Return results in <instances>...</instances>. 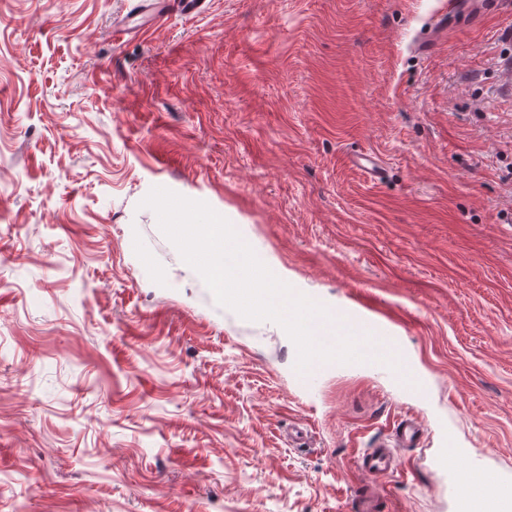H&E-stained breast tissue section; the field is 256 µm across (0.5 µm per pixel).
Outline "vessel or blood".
I'll return each instance as SVG.
<instances>
[{
    "instance_id": "1",
    "label": "vessel or blood",
    "mask_w": 512,
    "mask_h": 512,
    "mask_svg": "<svg viewBox=\"0 0 512 512\" xmlns=\"http://www.w3.org/2000/svg\"><path fill=\"white\" fill-rule=\"evenodd\" d=\"M348 329L356 334L368 333L369 325L359 322L351 314L333 311L331 321H319L315 324L318 336L325 342H332L337 330ZM366 352L371 355L370 369L383 370V357L396 358L401 368L390 371L389 376L403 392L416 396L423 395L427 382L415 369L409 366L405 347L397 336H376L372 345L367 346ZM424 428L416 421L402 419L393 425V437L397 445L402 447L418 446ZM393 454L387 448H371L364 450L357 458L356 468L372 485H380L382 479L394 473ZM436 465L450 479L454 492L455 512H512V476H495L486 497L478 498L470 493L465 482V470L478 471L482 468L479 459L473 458L468 449L458 447L453 438H446L443 448H440ZM392 502L381 493L366 492L360 494L357 502V512H391Z\"/></svg>"
}]
</instances>
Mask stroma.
I'll return each instance as SVG.
<instances>
[{
	"instance_id": "35a3bbf8",
	"label": "stroma",
	"mask_w": 512,
	"mask_h": 512,
	"mask_svg": "<svg viewBox=\"0 0 512 512\" xmlns=\"http://www.w3.org/2000/svg\"><path fill=\"white\" fill-rule=\"evenodd\" d=\"M447 2L169 0L142 30L138 0H0V512H352L406 417L396 512H454L450 434L512 475V0L446 26ZM156 186L299 293L369 296L424 396L350 365L303 391ZM392 430L398 446L416 447L422 439L424 427L414 420L401 419L394 423ZM393 462V454L389 448H371L358 456L356 468L373 486L382 489L381 480L395 472Z\"/></svg>"
}]
</instances>
